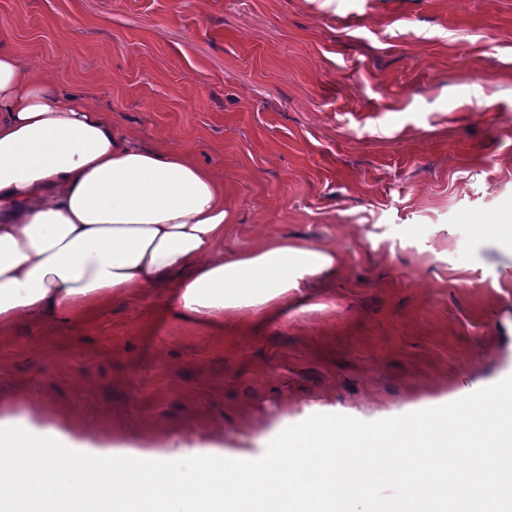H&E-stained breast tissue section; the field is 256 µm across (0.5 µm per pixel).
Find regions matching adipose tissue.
<instances>
[{"instance_id":"obj_1","label":"adipose tissue","mask_w":512,"mask_h":512,"mask_svg":"<svg viewBox=\"0 0 512 512\" xmlns=\"http://www.w3.org/2000/svg\"><path fill=\"white\" fill-rule=\"evenodd\" d=\"M233 218L224 179L189 153L145 148L118 133L80 90L59 89L0 46V325L86 318L105 305L172 287L169 312L193 324L245 312L263 316L312 279L335 269L333 250L269 237L225 251ZM455 432L480 440L512 430V379L467 398ZM376 428L339 421L281 430L262 463L224 449L168 446L163 451L98 446L68 425L39 427L0 419V512L28 501L96 500L98 485L77 473L116 458L109 489L147 501L151 512H246L259 501L296 512H334L345 487L340 457L371 459L404 490L419 492L453 476V491L485 500L494 485L465 456L430 449L434 430L405 422L379 443ZM429 464H403L408 444Z\"/></svg>"}]
</instances>
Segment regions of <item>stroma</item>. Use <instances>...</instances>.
<instances>
[{
  "instance_id": "stroma-1",
  "label": "stroma",
  "mask_w": 512,
  "mask_h": 512,
  "mask_svg": "<svg viewBox=\"0 0 512 512\" xmlns=\"http://www.w3.org/2000/svg\"><path fill=\"white\" fill-rule=\"evenodd\" d=\"M0 41L146 147L224 177L225 250L330 247L337 273L214 329L151 294L0 327V415L98 443L388 429L512 378V0H0Z\"/></svg>"
}]
</instances>
